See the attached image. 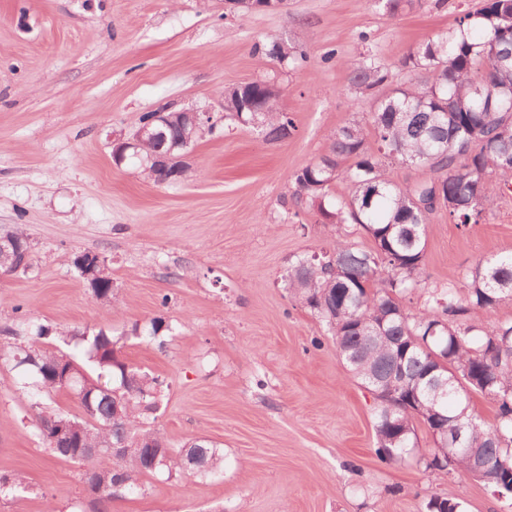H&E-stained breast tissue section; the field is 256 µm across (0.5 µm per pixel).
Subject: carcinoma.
Returning <instances> with one entry per match:
<instances>
[{"instance_id": "obj_1", "label": "carcinoma", "mask_w": 512, "mask_h": 512, "mask_svg": "<svg viewBox=\"0 0 512 512\" xmlns=\"http://www.w3.org/2000/svg\"><path fill=\"white\" fill-rule=\"evenodd\" d=\"M395 17L422 9L428 0H372ZM265 54L299 66L306 52L273 40ZM512 0H481L459 14L451 31L416 45L403 66L410 79L399 82L375 57L351 64L345 91L368 104L366 112L329 135V152L289 175L296 204H305L338 226L331 249L302 256L288 268V291L316 313L336 344L347 371L374 396L375 454L388 464H424L444 476L457 474L504 495L512 508V320L495 318L497 306L512 298V252L479 260L458 284H424L427 228L439 217L430 199L440 188L448 201V221L477 224L492 209L496 188L512 182ZM281 90L271 81L242 83L224 90V118L237 123L259 119L270 142L296 131L280 105ZM162 150L180 154L179 129H165ZM406 166L421 177L396 182L387 168ZM347 184L337 197L333 187ZM363 231L372 241L359 246L351 236ZM96 299L112 305V273L103 265L93 275ZM425 296L417 312L402 299ZM4 344L17 367L35 374L36 436L52 457L80 465L91 512L112 496L101 483H121L120 493H136L143 478L212 476L223 454L206 439L172 447L148 421L158 410L163 381L126 363L105 330L80 335L38 325L32 342ZM79 338L96 376H90L53 339ZM446 367L448 394L436 398L427 387L430 367ZM67 391L84 415L44 410L43 399ZM497 407L492 424L478 416L473 396ZM434 447L419 448L416 422ZM122 443L126 453L107 452ZM31 490L27 477L0 475V495ZM426 512H466L451 488L430 496Z\"/></svg>"}]
</instances>
